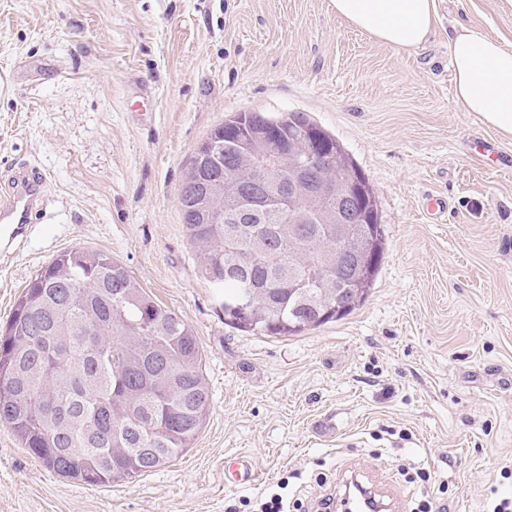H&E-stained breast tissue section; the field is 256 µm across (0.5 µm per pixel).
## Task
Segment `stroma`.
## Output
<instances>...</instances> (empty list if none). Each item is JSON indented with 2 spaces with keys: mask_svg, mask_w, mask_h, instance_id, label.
<instances>
[{
  "mask_svg": "<svg viewBox=\"0 0 512 512\" xmlns=\"http://www.w3.org/2000/svg\"><path fill=\"white\" fill-rule=\"evenodd\" d=\"M426 42L396 50L330 0H0V188L48 177L41 221L0 249V324L58 253L112 255L196 332L211 392L192 448L101 486L47 470L0 421V512H228L284 489L311 512L341 470H445V512L512 497V139L453 94L449 39L512 46V0H437ZM238 112H304L368 177L385 230L367 301L269 337L224 322L178 196L196 148ZM446 210L426 211L428 196ZM248 457L253 485L226 482Z\"/></svg>",
  "mask_w": 512,
  "mask_h": 512,
  "instance_id": "obj_1",
  "label": "stroma"
}]
</instances>
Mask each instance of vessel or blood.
Masks as SVG:
<instances>
[{
	"instance_id": "1",
	"label": "vessel or blood",
	"mask_w": 512,
	"mask_h": 512,
	"mask_svg": "<svg viewBox=\"0 0 512 512\" xmlns=\"http://www.w3.org/2000/svg\"><path fill=\"white\" fill-rule=\"evenodd\" d=\"M45 184L35 168H19L9 193L0 196V245L12 247L23 240L27 226L43 211ZM336 508L338 512H392L394 504L384 491L367 484L361 496L341 497Z\"/></svg>"
}]
</instances>
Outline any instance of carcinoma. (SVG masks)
Here are the masks:
<instances>
[{
    "mask_svg": "<svg viewBox=\"0 0 512 512\" xmlns=\"http://www.w3.org/2000/svg\"><path fill=\"white\" fill-rule=\"evenodd\" d=\"M277 140H264L270 128ZM317 131L340 159L312 185L368 179L336 136L305 112H239L211 131L226 143L216 165L210 145L187 179L231 180L241 204L226 215L224 190L178 199L201 273L222 291L224 321L263 336H297L349 315L367 298L384 255L373 191L353 230L366 242L354 264L362 277L336 298V199L294 208L288 195L252 189L266 162L288 159V140ZM93 329L95 336L86 335ZM195 331L158 304L112 255L83 248L56 255L18 298L0 331V421L47 469L97 486L156 471L192 447L210 410Z\"/></svg>",
    "mask_w": 512,
    "mask_h": 512,
    "instance_id": "obj_1",
    "label": "carcinoma"
}]
</instances>
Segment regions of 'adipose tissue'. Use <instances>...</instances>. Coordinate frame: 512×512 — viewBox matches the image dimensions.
<instances>
[{"label":"adipose tissue","instance_id":"1","mask_svg":"<svg viewBox=\"0 0 512 512\" xmlns=\"http://www.w3.org/2000/svg\"><path fill=\"white\" fill-rule=\"evenodd\" d=\"M331 5L354 28L397 50L422 44L436 17V0H331ZM450 44L461 110L512 138V48L474 26L456 28Z\"/></svg>","mask_w":512,"mask_h":512}]
</instances>
